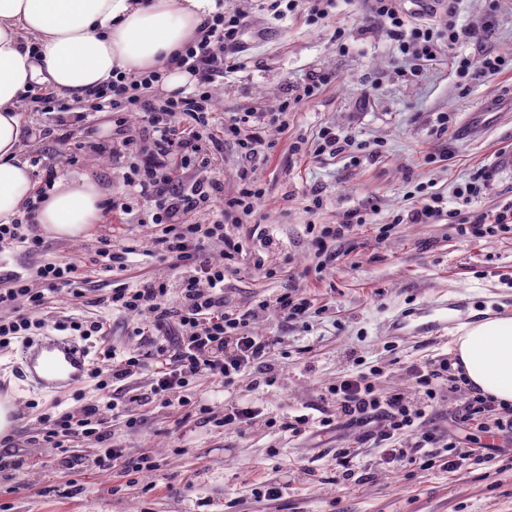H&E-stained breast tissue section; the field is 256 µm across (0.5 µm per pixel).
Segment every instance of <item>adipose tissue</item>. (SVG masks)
I'll list each match as a JSON object with an SVG mask.
<instances>
[{
	"instance_id": "obj_1",
	"label": "adipose tissue",
	"mask_w": 512,
	"mask_h": 512,
	"mask_svg": "<svg viewBox=\"0 0 512 512\" xmlns=\"http://www.w3.org/2000/svg\"><path fill=\"white\" fill-rule=\"evenodd\" d=\"M224 0H0V224L19 220L39 199L35 222L55 239L86 237L107 194L88 177L58 175L37 198L33 169L20 157L27 139L23 102L33 84L75 101L116 74L160 71L167 90L192 83L174 58ZM454 352L466 382L499 408L512 409V317L465 329Z\"/></svg>"
}]
</instances>
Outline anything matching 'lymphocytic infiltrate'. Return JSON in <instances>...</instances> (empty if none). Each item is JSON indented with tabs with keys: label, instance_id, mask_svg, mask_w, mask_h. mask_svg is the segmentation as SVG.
Masks as SVG:
<instances>
[{
	"label": "lymphocytic infiltrate",
	"instance_id": "f902f5d3",
	"mask_svg": "<svg viewBox=\"0 0 512 512\" xmlns=\"http://www.w3.org/2000/svg\"><path fill=\"white\" fill-rule=\"evenodd\" d=\"M368 4L400 54L416 62L435 61L441 42L453 46L478 37L476 27L460 26L452 19L438 27L409 24L400 0H368ZM243 25V14L234 13L228 20L207 24L203 36L186 47L178 62L196 79V89L188 96L156 103L151 95L154 83L161 79L156 72L130 82L113 80L94 94L99 101L126 96L140 112L138 160L126 181L137 188L140 198L155 204L151 221L161 228L157 247L167 258L193 267L178 290H171L167 282L150 280L133 288H115L106 299L113 310L140 314L150 323L149 328H136L135 333L151 336L153 354L107 350L102 361L90 370L100 390L113 393L116 384L147 370L148 361H155V369H148L152 372L149 391L134 395L129 404L117 397L112 400L116 417L122 418L129 428L140 421L137 406L155 402L174 405L176 394L199 378L227 385L244 381L252 388L275 379L270 354L279 345V337L253 335L248 329L250 311L231 305L224 297V279L238 272L243 241L225 235L223 222L190 221L201 204L217 199L222 186L209 179L183 184L170 168L172 155H180L187 167L205 152L203 130L209 124L215 53L233 49ZM214 245L223 247V261L215 262L208 257L207 251ZM79 276L80 265L75 261L41 265L38 277L42 285L38 288L19 275L6 274L7 286L0 290V308H11L12 315L0 319V341L30 330L31 315L43 305L46 289L67 286L73 299L82 298L83 293L76 286ZM412 373L419 389L414 400L399 391L380 395L364 371L347 374L329 387L328 396L334 401L336 412L323 417L320 424L326 430L353 425L367 428V437L380 449L384 463L394 468L437 467L460 474L463 462L477 457L471 435L439 430L429 425L426 416L440 394L456 388L462 377L446 357L413 366ZM77 434L99 447L98 466L103 471L123 477L156 468L149 458L131 459L124 449L113 445L112 434L104 427L97 405H86L77 417L64 414L49 420L43 439L52 447L61 448L69 437ZM400 436L417 448V455H407L397 448L395 440Z\"/></svg>",
	"mask_w": 512,
	"mask_h": 512
}]
</instances>
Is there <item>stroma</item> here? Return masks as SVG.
<instances>
[{
  "label": "stroma",
  "mask_w": 512,
  "mask_h": 512,
  "mask_svg": "<svg viewBox=\"0 0 512 512\" xmlns=\"http://www.w3.org/2000/svg\"><path fill=\"white\" fill-rule=\"evenodd\" d=\"M462 25L485 27L482 40L441 51L419 75H408L395 42L370 17L366 0H338L327 18L309 10L277 15L273 0H224L225 11L246 17L241 65L215 79L211 110L214 129L233 116L257 117L260 143L244 156L234 138L224 140L209 167L181 170L184 180L219 179L224 197L236 195L239 173L251 171L263 190L254 221L273 235L275 248L247 241L238 273L224 281V296L235 306L253 307L288 292L315 299L313 313L282 323L269 308L249 329L282 342L271 354L277 379L255 389L218 388L201 378L185 395L209 405L210 418L153 403L136 429L113 419L111 400L88 378L61 392L34 388L17 366L19 342L0 349V389L15 397L17 425L0 452L15 455L17 465L0 466V512H512V434L475 432L481 460L465 464L454 476L411 466L390 471L380 452L362 443L363 428L340 435L294 437L277 424L291 415L321 419L334 412L327 389L351 372L355 361L380 368L373 383L379 394L413 395L410 368L453 352L452 340L463 322L483 313L512 315V223L498 224L493 235H459L449 214L476 218L512 202V166L500 162L512 151V70L485 75L460 85L449 54L480 58L486 53L512 57V0H456ZM319 83L312 96L304 87ZM124 113L131 129L140 116L126 102L91 112L73 131L79 150L58 155L47 139L33 138L24 157L35 179L46 169L96 179L113 196L131 202V211L105 210L88 237L68 241L40 236L28 251L0 244V271L35 279L45 262L80 256L87 291L81 303L69 301L66 288L48 292L35 313L43 330L70 335L74 317L107 318L108 335L90 337L91 357L106 348L149 351L134 335L138 314L117 315L104 300L122 283L164 279L171 286L189 274L186 265L159 257L154 225L145 223L152 203L137 198L125 176L135 162L134 148L111 146L114 113ZM449 112L448 133L436 135V118ZM329 126L354 142L350 152L332 158L314 154L311 143ZM304 141V152L292 145ZM493 182L463 201L456 190L479 174ZM440 195L445 209L433 224H414L403 215L418 201ZM360 211L364 224L328 248H320L311 225L340 223ZM133 247L126 271L106 272L93 259L102 237ZM263 257V270L253 260ZM464 292L465 312L448 314L437 336L389 335L394 315L431 298ZM257 405L264 421L247 432L219 425L226 401ZM98 405L112 440L134 458L147 457L155 471L133 479L111 477L98 467L99 450L76 437L67 452L42 439L47 419L79 415ZM274 426H267V419ZM359 443L356 478L336 480L338 440ZM280 480L289 489L270 501L256 494L260 482Z\"/></svg>",
  "instance_id": "35a3bbf8"
}]
</instances>
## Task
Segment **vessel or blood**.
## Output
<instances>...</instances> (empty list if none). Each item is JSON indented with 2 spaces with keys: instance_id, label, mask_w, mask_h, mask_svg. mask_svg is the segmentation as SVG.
<instances>
[{
  "instance_id": "1",
  "label": "vessel or blood",
  "mask_w": 512,
  "mask_h": 512,
  "mask_svg": "<svg viewBox=\"0 0 512 512\" xmlns=\"http://www.w3.org/2000/svg\"><path fill=\"white\" fill-rule=\"evenodd\" d=\"M18 355L26 376L53 392L72 389L84 381L91 364L86 347L52 333L24 342Z\"/></svg>"
}]
</instances>
